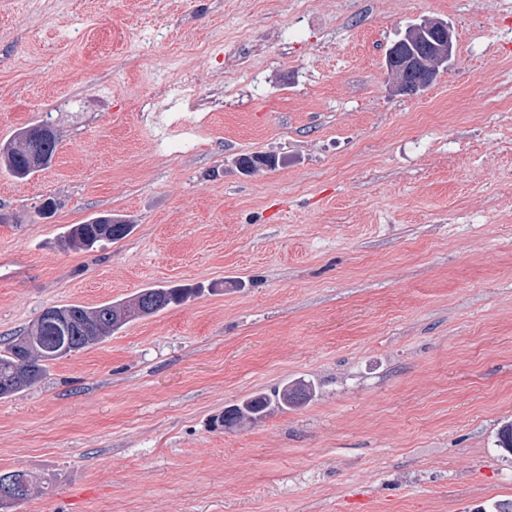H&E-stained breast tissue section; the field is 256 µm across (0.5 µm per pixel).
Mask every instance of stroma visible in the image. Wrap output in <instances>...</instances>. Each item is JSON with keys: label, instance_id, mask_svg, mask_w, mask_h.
<instances>
[{"label": "stroma", "instance_id": "35a3bbf8", "mask_svg": "<svg viewBox=\"0 0 512 512\" xmlns=\"http://www.w3.org/2000/svg\"><path fill=\"white\" fill-rule=\"evenodd\" d=\"M424 19L454 61L393 93L386 52ZM34 124L51 165L0 166V339L55 306L200 293L0 400V471L53 486L13 512L512 499V0H0V145ZM110 212L128 237L63 249ZM300 380L307 403L217 426Z\"/></svg>", "mask_w": 512, "mask_h": 512}]
</instances>
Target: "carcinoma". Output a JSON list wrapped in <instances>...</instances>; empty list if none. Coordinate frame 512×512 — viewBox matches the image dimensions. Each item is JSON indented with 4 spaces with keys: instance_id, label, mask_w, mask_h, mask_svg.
<instances>
[{
    "instance_id": "obj_1",
    "label": "carcinoma",
    "mask_w": 512,
    "mask_h": 512,
    "mask_svg": "<svg viewBox=\"0 0 512 512\" xmlns=\"http://www.w3.org/2000/svg\"><path fill=\"white\" fill-rule=\"evenodd\" d=\"M56 147L54 131L39 124L22 129L12 143L0 148V155L13 177L25 179L51 162ZM133 229L134 225L122 217L103 214L83 224L71 225L64 232V242L70 248L90 250L99 243L122 240ZM199 292V288L157 286L144 288L133 298L120 303L107 302L95 307L65 304L53 308L54 318L35 319L21 335L0 348V400L38 384L50 362L99 343L128 323L154 316ZM314 393L313 384L297 381L271 394H256L227 407L222 423L228 429L253 424L276 409L306 403ZM497 447L512 454V421L500 426ZM10 475L25 480L24 501L40 487L38 479L24 471L12 470Z\"/></svg>"
}]
</instances>
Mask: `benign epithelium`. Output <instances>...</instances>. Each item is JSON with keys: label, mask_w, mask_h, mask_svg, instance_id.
<instances>
[{"label": "benign epithelium", "mask_w": 512, "mask_h": 512, "mask_svg": "<svg viewBox=\"0 0 512 512\" xmlns=\"http://www.w3.org/2000/svg\"><path fill=\"white\" fill-rule=\"evenodd\" d=\"M454 44L450 27L441 21H424L408 35L406 48L387 53L386 70L394 92L414 95L427 88L439 67L448 63Z\"/></svg>", "instance_id": "1"}]
</instances>
